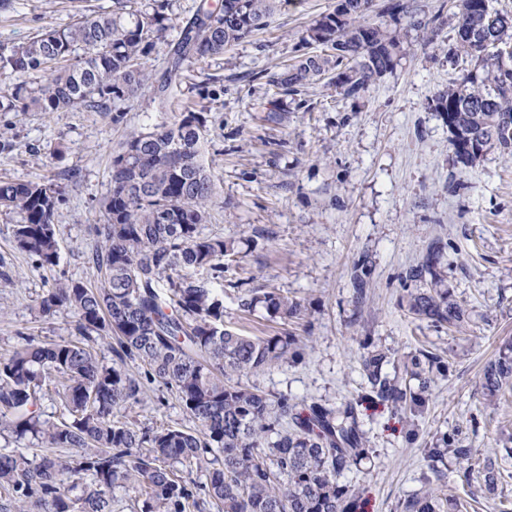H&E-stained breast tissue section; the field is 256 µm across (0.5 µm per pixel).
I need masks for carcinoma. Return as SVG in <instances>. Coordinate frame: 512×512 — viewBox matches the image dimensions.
Listing matches in <instances>:
<instances>
[{"mask_svg":"<svg viewBox=\"0 0 512 512\" xmlns=\"http://www.w3.org/2000/svg\"><path fill=\"white\" fill-rule=\"evenodd\" d=\"M278 0H221L196 14L168 39L169 0H112V10L85 15L63 28H46L30 41L0 47V77L16 80L0 112L23 114L90 108L119 120L124 105L146 88L162 99L183 65L219 55L267 25ZM452 62L465 57L470 69L432 99L450 133L457 162L471 167L488 152L512 157V16L495 13L485 28L489 0H456ZM373 0H338L304 37L331 53L308 55L287 67L274 83L296 92L309 81L335 74L345 98L364 91L393 67L399 35L370 21ZM413 25L434 45L442 16ZM167 47V69L158 82L145 64L157 44ZM201 112L185 110L166 126L129 134L112 152L111 188L102 222L94 226L99 248L91 256L101 286L57 283L42 297L45 313L60 307L76 318L78 340L44 344L33 339L0 359V419L18 439L51 448H74L66 458L30 460L0 453L3 512H112V489L132 486L134 512H355L343 473L368 454L352 403L336 408L319 402L273 398L242 378L263 373L302 355L300 341L286 333L251 337L224 327V261L232 242L205 235L216 189L202 160L207 132ZM64 190L52 181H0V210L21 216L17 246L42 268L59 264L54 215ZM442 246L428 248L406 280L408 313L436 327L463 333L468 314L438 271ZM366 272L353 267L356 300L366 298ZM262 307L274 318L298 316L301 304L267 288H249L239 307ZM103 332L116 362L108 366L87 344ZM360 363L367 396L404 417L420 414L437 376L448 371L442 357L419 349L406 357L405 376L383 372L391 353L362 343ZM136 360L144 379L123 368ZM160 380L173 391L193 422L190 428H139L116 414L140 401L144 381ZM63 383L59 422L42 417L43 386ZM512 390V343L484 366L480 403L500 404ZM454 455L471 471L476 449L454 432H439L426 449L435 463ZM205 468L198 485L173 464ZM482 487L498 490L502 472L490 459L479 471ZM400 512H454L457 499L429 487L398 504Z\"/></svg>","mask_w":512,"mask_h":512,"instance_id":"1","label":"carcinoma"}]
</instances>
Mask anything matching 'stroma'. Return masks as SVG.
<instances>
[{"mask_svg": "<svg viewBox=\"0 0 512 512\" xmlns=\"http://www.w3.org/2000/svg\"><path fill=\"white\" fill-rule=\"evenodd\" d=\"M385 2L375 0L372 17L397 31L402 49L392 70L356 98L337 95L323 79L301 101L273 85L287 64L324 53L302 37L337 4L283 0L263 29L222 55L188 63L164 103L132 99L120 121L84 109L0 112V180L51 179L65 191L54 216L60 261L51 270L17 247L18 215L0 212V358L30 337L76 339L73 313H44L40 301L56 280L98 282L92 227L109 193L112 151L129 133L171 123L188 108L207 118L202 154L217 191L202 231L224 236L239 252L224 275V323L249 336L284 330L302 340L301 358L252 377V385L294 401L353 403L369 440L368 458L341 477L357 496L356 512H397L400 499L427 488L425 450L437 432L456 428L509 476L497 496L464 498L462 512H512V456L502 449L512 434V392L497 408L478 400L484 364L512 338V161L494 151L472 167L457 163L448 128L429 106L462 72L446 55L457 17L440 13L443 0H410L422 17L445 20L438 47H427L407 15L382 13ZM111 5L0 0V46ZM272 112L279 122L269 121ZM437 241L440 268L472 320L473 338L413 320L401 306L407 270ZM357 264L369 281L361 304L351 284ZM249 288L279 289L300 302L301 316L285 323L261 309L242 312L238 298ZM365 336L395 354L383 367L391 375L422 347L447 361L422 414L408 420L365 398ZM120 418L141 428L191 424L158 380Z\"/></svg>", "mask_w": 512, "mask_h": 512, "instance_id": "35a3bbf8", "label": "stroma"}]
</instances>
